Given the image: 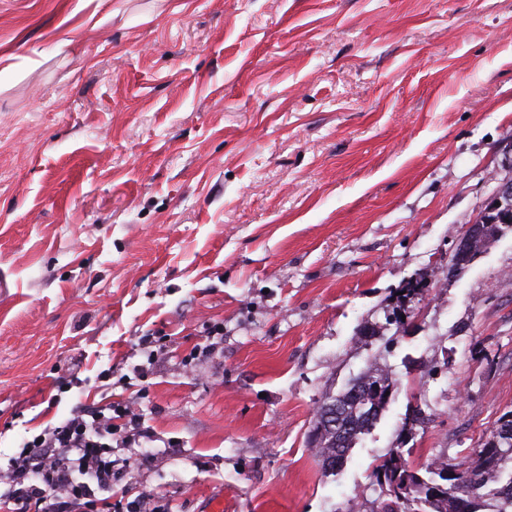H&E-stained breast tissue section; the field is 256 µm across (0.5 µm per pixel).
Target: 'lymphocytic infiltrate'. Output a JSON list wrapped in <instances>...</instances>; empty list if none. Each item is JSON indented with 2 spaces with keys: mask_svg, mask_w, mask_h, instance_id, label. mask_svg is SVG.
I'll return each instance as SVG.
<instances>
[{
  "mask_svg": "<svg viewBox=\"0 0 512 512\" xmlns=\"http://www.w3.org/2000/svg\"><path fill=\"white\" fill-rule=\"evenodd\" d=\"M0 512H112V417L82 409L0 469Z\"/></svg>",
  "mask_w": 512,
  "mask_h": 512,
  "instance_id": "lymphocytic-infiltrate-1",
  "label": "lymphocytic infiltrate"
}]
</instances>
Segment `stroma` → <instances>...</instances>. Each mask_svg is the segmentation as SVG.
Masks as SVG:
<instances>
[{"label":"stroma","mask_w":512,"mask_h":512,"mask_svg":"<svg viewBox=\"0 0 512 512\" xmlns=\"http://www.w3.org/2000/svg\"><path fill=\"white\" fill-rule=\"evenodd\" d=\"M510 176L512 0H0V465L110 404L114 512H372L390 449L470 463L512 411V231L448 260ZM393 387L394 382L388 374L368 371L341 395L326 396L316 410L310 434L311 444L317 448L324 470L334 469L352 448L358 434L375 423L385 409ZM329 406L337 408L344 426L343 436L338 429L323 424ZM366 407L368 410H365ZM369 410L374 411L372 418L367 414Z\"/></svg>","instance_id":"35a3bbf8"}]
</instances>
